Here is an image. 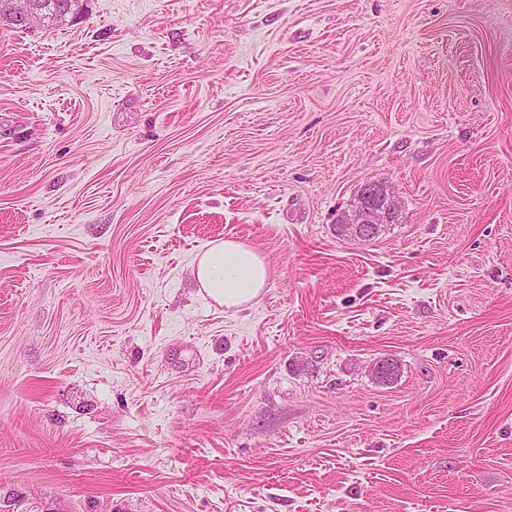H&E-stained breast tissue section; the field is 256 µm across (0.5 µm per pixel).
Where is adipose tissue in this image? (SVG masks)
I'll use <instances>...</instances> for the list:
<instances>
[{"mask_svg": "<svg viewBox=\"0 0 512 512\" xmlns=\"http://www.w3.org/2000/svg\"><path fill=\"white\" fill-rule=\"evenodd\" d=\"M193 275L212 300L235 312L262 296L269 278L264 257L252 246L231 239L211 242Z\"/></svg>", "mask_w": 512, "mask_h": 512, "instance_id": "adipose-tissue-1", "label": "adipose tissue"}]
</instances>
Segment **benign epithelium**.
Listing matches in <instances>:
<instances>
[{
    "label": "benign epithelium",
    "mask_w": 512,
    "mask_h": 512,
    "mask_svg": "<svg viewBox=\"0 0 512 512\" xmlns=\"http://www.w3.org/2000/svg\"><path fill=\"white\" fill-rule=\"evenodd\" d=\"M32 0H0V16L35 23L32 18ZM397 214L392 192L384 185L368 182L361 189V199L344 211L338 219L345 236L359 241H371L381 227Z\"/></svg>",
    "instance_id": "obj_1"
}]
</instances>
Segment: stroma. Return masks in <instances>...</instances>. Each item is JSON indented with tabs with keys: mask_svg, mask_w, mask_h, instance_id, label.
<instances>
[{
	"mask_svg": "<svg viewBox=\"0 0 512 512\" xmlns=\"http://www.w3.org/2000/svg\"><path fill=\"white\" fill-rule=\"evenodd\" d=\"M370 181L399 211L360 243L336 216ZM216 239L268 264L242 312L193 281ZM8 494L22 512H512V0L0 21Z\"/></svg>",
	"mask_w": 512,
	"mask_h": 512,
	"instance_id": "1",
	"label": "stroma"
}]
</instances>
